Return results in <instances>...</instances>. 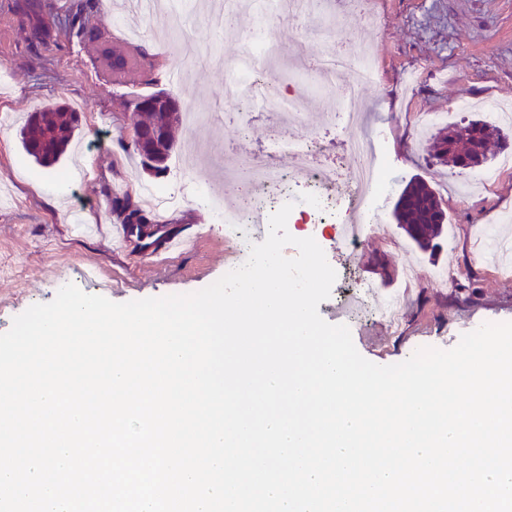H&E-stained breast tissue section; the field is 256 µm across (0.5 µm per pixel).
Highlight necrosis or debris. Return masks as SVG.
Segmentation results:
<instances>
[{"label":"necrosis or debris","instance_id":"necrosis-or-debris-1","mask_svg":"<svg viewBox=\"0 0 512 512\" xmlns=\"http://www.w3.org/2000/svg\"><path fill=\"white\" fill-rule=\"evenodd\" d=\"M258 25L287 18L290 25L299 26L306 18L321 13L323 0H251ZM354 48L336 45L315 58L310 69L319 89L330 95L335 89L337 72L346 70L353 76L345 100L333 101L331 116L341 125L355 130L360 116L350 102L375 84V70L364 51L358 50L361 33L354 34ZM266 48L256 39L243 45L242 59L228 69L226 93L246 95L257 108L275 112L277 120L270 128L269 142L275 152L292 154L296 164L291 172H283L274 154L261 162H236L230 179L247 182L249 195L239 199L234 208L224 210V237L235 244L239 255H248L253 242L264 240L268 219L283 204L304 206L311 218L309 237L319 238L322 225H337L336 249L343 252L356 248L361 234L377 211V202L390 189L384 173L369 157L362 144L353 147V163L349 175H342L333 165H319L310 138L296 135V127L305 123L302 101L292 95H282L253 79L252 74L265 66ZM344 182L343 195H335L337 182Z\"/></svg>","mask_w":512,"mask_h":512}]
</instances>
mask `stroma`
Masks as SVG:
<instances>
[{
  "label": "stroma",
  "instance_id": "1",
  "mask_svg": "<svg viewBox=\"0 0 512 512\" xmlns=\"http://www.w3.org/2000/svg\"><path fill=\"white\" fill-rule=\"evenodd\" d=\"M22 2L0 0V188L10 195L8 204H0V333L68 283L121 303L194 293L223 276L235 247L225 241L224 221L210 198L220 193L233 205L246 186L211 181L206 171L205 186L185 185L179 171L194 166V141L217 163L258 160L270 150L274 114L224 99V67L239 57L240 35L254 33L278 46L266 71L303 99L310 115L306 130L319 143L318 161L342 167L351 157L350 133L325 122L329 104L316 93L314 79L301 72L325 48L303 30L280 21L258 27L245 9L235 19V33L226 34L199 16L173 55L157 40L170 15H147L125 0H100L94 22L104 40L133 42L155 65V83L143 75L119 83L99 45L55 28L36 38L37 15L22 13ZM374 8L376 27L366 40L376 59L377 85L356 107L364 115L361 135L391 189L374 232L355 253L336 251L335 230L325 226L323 250L338 277L318 311L326 319L331 309L351 301L369 310L375 297L399 296L395 325L370 312L348 324L365 359L391 365L427 345L453 348L482 324L512 322V262L488 266L475 239L481 226L512 237V172L490 185L472 183L469 170L438 164L426 151L438 125L464 118L489 122L493 103L512 101V0H374ZM201 42L216 45L222 67L194 58L193 46ZM161 89L190 98L205 123L194 131L175 129L169 168L156 177L127 146L137 115L125 102ZM58 101L80 112L81 124L74 147L46 169L25 153L19 129L28 112ZM426 114L438 115V124L423 125ZM413 178L437 190L447 213L432 252L417 250L391 215ZM144 185L183 189L187 202L168 213L165 232L195 237L192 250L173 253L162 241L144 251L131 241L117 246L121 223L112 198L138 199ZM442 269L448 272L444 281L436 277ZM366 283L374 294L363 291Z\"/></svg>",
  "mask_w": 512,
  "mask_h": 512
}]
</instances>
